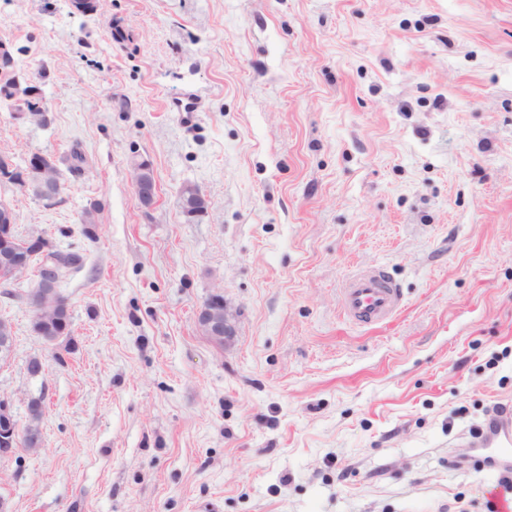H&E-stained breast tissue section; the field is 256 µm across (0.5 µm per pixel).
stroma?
I'll use <instances>...</instances> for the list:
<instances>
[{
	"instance_id": "stroma-1",
	"label": "stroma",
	"mask_w": 512,
	"mask_h": 512,
	"mask_svg": "<svg viewBox=\"0 0 512 512\" xmlns=\"http://www.w3.org/2000/svg\"><path fill=\"white\" fill-rule=\"evenodd\" d=\"M1 40L50 112L0 105V155L89 161L53 207L0 182L19 238L83 258L70 336L33 332L36 270L0 294V399H44L7 512H482L452 459L512 407V0H0ZM375 267L403 307L361 328L341 290ZM65 166L69 180H79L83 177V170L88 166V158L80 144H73L61 162ZM151 174L153 175L152 168L150 169ZM137 173H138V179H137ZM145 173H147V170L143 167L138 168L137 170L133 168L132 170V176L133 180L136 181V192L137 196L139 198L140 203L143 206H151L155 202L156 197V184L155 180L153 179L152 175H148V177H145ZM220 295L215 294L207 301L199 313V322L206 328L210 336H228L230 327L220 304Z\"/></svg>"
}]
</instances>
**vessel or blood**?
Instances as JSON below:
<instances>
[{"label": "vessel or blood", "mask_w": 512, "mask_h": 512, "mask_svg": "<svg viewBox=\"0 0 512 512\" xmlns=\"http://www.w3.org/2000/svg\"><path fill=\"white\" fill-rule=\"evenodd\" d=\"M403 305V294L397 284L381 269L353 274L342 290L345 319L353 324L373 327L389 322ZM462 448L470 467L486 464L504 469L512 467V414L500 417L495 430L480 429L463 441ZM486 501L495 512H512V491L498 480H490L484 488Z\"/></svg>", "instance_id": "vessel-or-blood-1"}]
</instances>
